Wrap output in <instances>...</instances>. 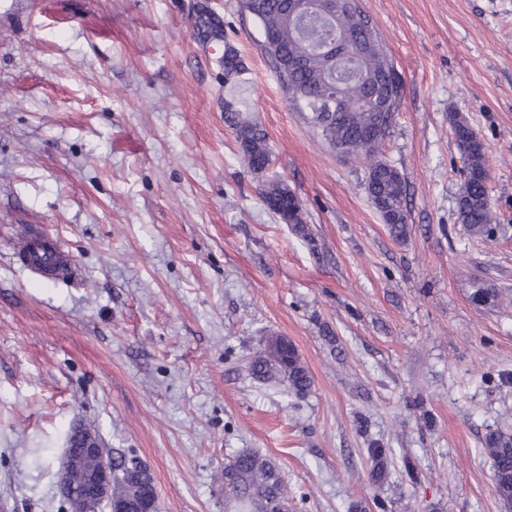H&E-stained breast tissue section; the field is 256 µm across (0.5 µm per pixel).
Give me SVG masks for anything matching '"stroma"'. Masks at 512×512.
Masks as SVG:
<instances>
[{"instance_id":"obj_1","label":"stroma","mask_w":512,"mask_h":512,"mask_svg":"<svg viewBox=\"0 0 512 512\" xmlns=\"http://www.w3.org/2000/svg\"><path fill=\"white\" fill-rule=\"evenodd\" d=\"M201 5L237 82L194 35ZM362 5L404 84L381 153L407 183L403 241L368 162L292 108L240 0H0V512H57L76 423L147 467L156 512H224L245 449L277 462L290 512H506L482 442L512 431V0ZM228 100L266 130L306 233L262 201ZM454 113L485 146L489 238L458 217ZM31 224L74 279L14 262ZM271 337L307 394L251 377Z\"/></svg>"}]
</instances>
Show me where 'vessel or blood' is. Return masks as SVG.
<instances>
[{"instance_id":"b4317fda","label":"vessel or blood","mask_w":512,"mask_h":512,"mask_svg":"<svg viewBox=\"0 0 512 512\" xmlns=\"http://www.w3.org/2000/svg\"><path fill=\"white\" fill-rule=\"evenodd\" d=\"M17 258L34 278L65 281L75 272L72 261L64 254L57 241L38 225L26 230L24 244L18 251Z\"/></svg>"}]
</instances>
